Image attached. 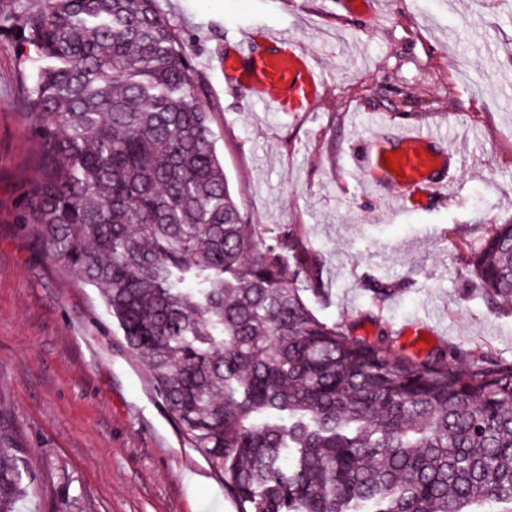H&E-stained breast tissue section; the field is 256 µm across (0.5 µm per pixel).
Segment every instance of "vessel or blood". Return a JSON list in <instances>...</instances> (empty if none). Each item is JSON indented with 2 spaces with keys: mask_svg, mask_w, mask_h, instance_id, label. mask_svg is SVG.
<instances>
[{
  "mask_svg": "<svg viewBox=\"0 0 512 512\" xmlns=\"http://www.w3.org/2000/svg\"><path fill=\"white\" fill-rule=\"evenodd\" d=\"M225 71L235 72L240 84L272 112H309L325 84V74L309 53L299 49L284 31L255 38L247 32L235 40L224 58ZM446 134L440 128L402 123L395 133L378 125L364 135L352 168L370 193L406 207L416 197L447 196L449 183L439 171L447 158L437 149ZM397 154L399 171H391L384 156Z\"/></svg>",
  "mask_w": 512,
  "mask_h": 512,
  "instance_id": "obj_1",
  "label": "vessel or blood"
}]
</instances>
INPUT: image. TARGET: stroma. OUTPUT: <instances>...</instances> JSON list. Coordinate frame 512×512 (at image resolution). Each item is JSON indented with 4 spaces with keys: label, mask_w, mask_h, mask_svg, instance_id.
I'll return each mask as SVG.
<instances>
[{
    "label": "stroma",
    "mask_w": 512,
    "mask_h": 512,
    "mask_svg": "<svg viewBox=\"0 0 512 512\" xmlns=\"http://www.w3.org/2000/svg\"><path fill=\"white\" fill-rule=\"evenodd\" d=\"M0 0V417L36 482L20 512H239L157 401L97 288L36 256L15 216L36 174L22 86L39 62ZM205 85L217 153L256 224H293L323 260L316 314L393 328L419 320L439 345L512 361V313L471 293L466 247L512 219V0H156ZM288 29L327 79L313 111H266L220 66L240 30ZM376 94H368L369 86ZM442 127L448 200L395 209L350 173L369 115ZM396 284L372 306L369 280Z\"/></svg>",
    "instance_id": "stroma-1"
}]
</instances>
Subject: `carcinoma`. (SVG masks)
<instances>
[{
    "mask_svg": "<svg viewBox=\"0 0 512 512\" xmlns=\"http://www.w3.org/2000/svg\"><path fill=\"white\" fill-rule=\"evenodd\" d=\"M23 104L38 171L18 223L100 289L126 346L241 512H512V362L411 353L318 318L322 260L232 197L192 59L156 0H40ZM512 309V222L467 257ZM383 305L392 285L367 284ZM0 421V512L29 470Z\"/></svg>",
    "mask_w": 512,
    "mask_h": 512,
    "instance_id": "cac0c4a2",
    "label": "carcinoma"
}]
</instances>
